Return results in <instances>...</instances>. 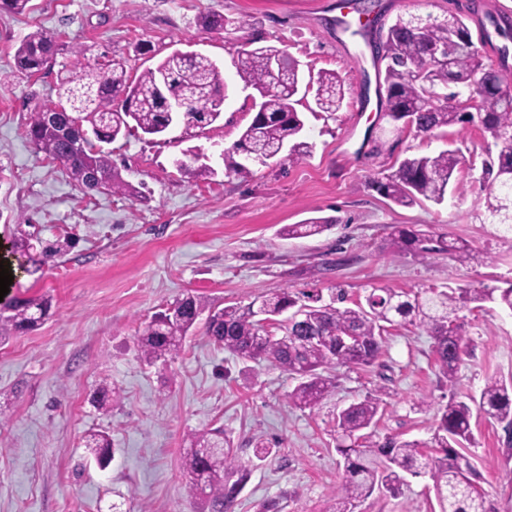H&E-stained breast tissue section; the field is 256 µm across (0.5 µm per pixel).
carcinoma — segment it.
I'll return each instance as SVG.
<instances>
[{
  "label": "carcinoma",
  "mask_w": 512,
  "mask_h": 512,
  "mask_svg": "<svg viewBox=\"0 0 512 512\" xmlns=\"http://www.w3.org/2000/svg\"><path fill=\"white\" fill-rule=\"evenodd\" d=\"M202 27L217 33L241 29L245 21L210 13L201 17ZM336 27L360 37L372 49L374 60L385 63L386 115L398 120L408 114L418 121L416 132L431 134L442 128L480 123L493 138L497 157L487 161L483 181L491 215L512 230V101L503 90L512 88L508 53L498 49L499 60L483 62L476 43H492L483 21H478V41L463 19L453 11L443 18L400 16L387 30H353L344 18ZM64 50L59 37L42 29L26 35L14 53V68L32 75ZM444 61L431 67L423 60L433 53ZM236 75L246 88L261 96L259 109L240 138L224 149L227 175L246 178L251 166L264 164L290 145L288 160L311 151L303 140L305 122L297 112L296 96L316 87V108L331 115L343 101V91L334 73L320 71L304 80L299 63L275 46H259L238 52ZM481 86L476 111L465 103L475 85ZM62 96L69 106L46 107L30 116L26 135L36 152L60 163L77 184L95 188L106 179V189L115 192L126 184L112 173L111 152L105 146L136 128L146 135L164 133L182 124L203 129L221 115L226 86L216 64L206 55H169L133 80L126 62L112 60L94 67L78 62L60 77ZM181 102L185 111L167 112L164 99ZM460 163L455 150L436 155H414L402 160L384 176L380 189L401 206L421 200L443 202L454 171ZM330 228L321 218L288 224L291 238L320 234ZM393 240L404 254L421 256L448 253L459 261L470 257L458 242L437 238L397 225ZM497 301L512 311V281L496 290L457 288L452 292L430 288L422 293L372 289L365 303L339 308L320 304V297L301 304L284 291L262 300L259 307L226 306L215 309L198 295L186 294L164 311L143 323L136 341L140 359L148 366H166L193 335L200 315L208 313L203 330L224 350L243 360H266L296 376L288 403L299 409H315L332 397L333 378L323 374L331 364L371 366L380 357L386 325H411L433 340V353L440 374L453 383L467 347L464 325L457 312L470 303ZM305 307L300 315L293 311ZM45 298L12 296L0 303V343L12 335L33 330L48 315ZM383 398L370 394L336 413L340 441L336 452L343 459L344 477L332 491L327 512H357L359 504L374 492L401 495L405 475H427L432 481L440 512H495L486 493L476 489L477 471L457 451L473 440L472 407L504 424L512 440V384L489 380L479 397L470 402L448 401L436 411L431 441L387 437L374 439ZM85 447L105 468L112 460V442L103 431H90ZM183 467L193 495L208 502L209 512H231L248 481L250 471L236 458L230 437L215 428L193 435Z\"/></svg>",
  "instance_id": "carcinoma-1"
}]
</instances>
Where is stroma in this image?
Wrapping results in <instances>:
<instances>
[{"label": "stroma", "mask_w": 512, "mask_h": 512, "mask_svg": "<svg viewBox=\"0 0 512 512\" xmlns=\"http://www.w3.org/2000/svg\"><path fill=\"white\" fill-rule=\"evenodd\" d=\"M220 13L244 20L218 34L199 23ZM341 0H30L26 14L0 10V243L26 225L42 242L72 239L67 255L39 271L13 269L9 293L46 296L50 317L0 344V512H201L181 466L189 434L221 427L251 476L232 512H322L343 477L336 412L382 391L379 437L429 441L437 407L480 394L489 379L512 383V313L495 302L460 311L468 339L455 385L438 372L432 340L414 326L387 329L372 366H337L332 398L319 409L289 404L296 381L267 361H244L195 332L158 370L143 365L140 325L192 293L212 307L246 306L288 290L348 302L371 288L418 293L437 288H498L512 280V236L494 224L479 182L495 156L479 126L434 136L395 132L378 94V68L363 42L336 32ZM56 32L67 50L31 76L13 57L36 28ZM287 49L302 74L333 71L345 98L335 116L316 111L313 94L297 107L310 153L295 162L256 164L250 177L224 173L221 153L250 125L253 92L234 62L242 44ZM86 46L84 58L72 47ZM211 57L227 84L224 112L203 129L140 132L112 142V164L128 193L77 186L62 167L35 152L26 136L36 107L59 103L56 75L76 61L124 58L131 77L173 51ZM194 150L209 174L179 168ZM459 150L460 191L442 203L398 206L378 189L406 157ZM311 217L331 230L290 238L283 228ZM396 224L466 242L473 257L413 256L391 239ZM117 399L110 414L91 398L99 386ZM475 440L463 455L496 512H512V445L501 424L474 413ZM110 434L115 454L99 468L82 438ZM272 454L257 460V444ZM363 512H439L432 483L409 478L402 495L373 494Z\"/></svg>", "instance_id": "35a3bbf8"}]
</instances>
